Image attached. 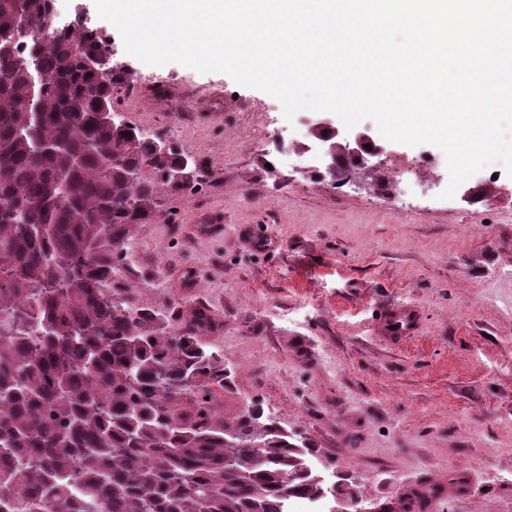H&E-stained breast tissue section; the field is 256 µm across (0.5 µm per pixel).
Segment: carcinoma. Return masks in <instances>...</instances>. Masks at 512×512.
Instances as JSON below:
<instances>
[{"label":"carcinoma","mask_w":512,"mask_h":512,"mask_svg":"<svg viewBox=\"0 0 512 512\" xmlns=\"http://www.w3.org/2000/svg\"><path fill=\"white\" fill-rule=\"evenodd\" d=\"M20 26L17 50H0V512H289L293 498L323 499L313 448L256 403L224 417L231 380L200 340L220 328L207 308L112 294L134 227L158 219L161 191L185 192L167 178L183 154L102 120L130 71L90 67L109 40L57 26L51 0H0V36ZM29 59L47 77L37 123ZM42 224L51 236L31 232Z\"/></svg>","instance_id":"carcinoma-1"}]
</instances>
